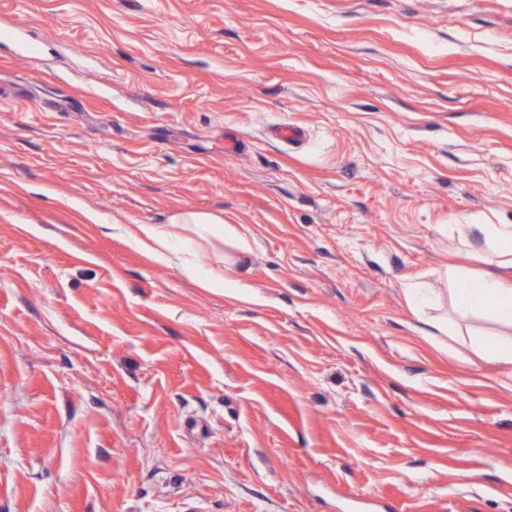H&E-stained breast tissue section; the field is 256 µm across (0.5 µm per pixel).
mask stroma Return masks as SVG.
I'll list each match as a JSON object with an SVG mask.
<instances>
[{
    "label": "stroma",
    "mask_w": 512,
    "mask_h": 512,
    "mask_svg": "<svg viewBox=\"0 0 512 512\" xmlns=\"http://www.w3.org/2000/svg\"><path fill=\"white\" fill-rule=\"evenodd\" d=\"M18 23L0 512H512L498 326H429L512 224V0H0ZM169 222L170 224L195 225L197 226L196 230L210 232L214 226L213 224H219L220 220L211 215L182 211L171 216ZM139 230V236H133L132 238L135 247L148 250L158 263L172 264L178 262L187 274L193 272L196 264L195 260H187L180 256L179 251L171 245L170 234L162 232L150 224L139 225ZM476 228L493 243L495 251L510 258L509 267H512V224H480Z\"/></svg>",
    "instance_id": "1"
}]
</instances>
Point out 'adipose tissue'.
Returning a JSON list of instances; mask_svg holds the SVG:
<instances>
[{
	"label": "adipose tissue",
	"instance_id": "obj_1",
	"mask_svg": "<svg viewBox=\"0 0 512 512\" xmlns=\"http://www.w3.org/2000/svg\"><path fill=\"white\" fill-rule=\"evenodd\" d=\"M139 236L133 237L135 247L148 250L154 260L161 264L179 263L186 272H193L194 261L181 258L171 244V236L155 226L143 224ZM444 275L448 281L449 294L457 323L452 333L462 334L461 324L471 317L491 312L503 326L502 334L491 341V353L500 360L512 363V287L506 285L496 274L477 275L457 266H449Z\"/></svg>",
	"mask_w": 512,
	"mask_h": 512
}]
</instances>
